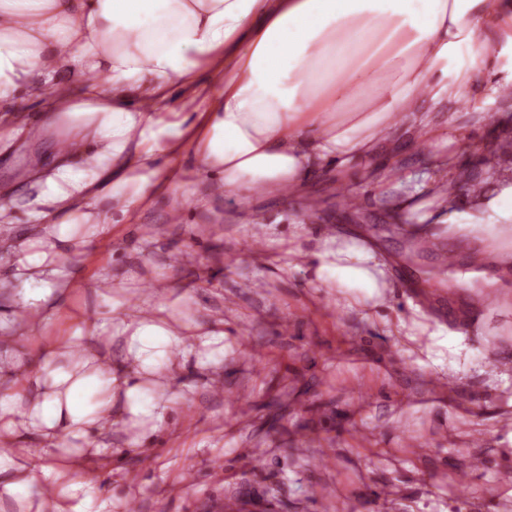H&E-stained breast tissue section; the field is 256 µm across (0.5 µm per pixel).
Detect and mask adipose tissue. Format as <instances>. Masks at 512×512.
Listing matches in <instances>:
<instances>
[{"label": "adipose tissue", "mask_w": 512, "mask_h": 512, "mask_svg": "<svg viewBox=\"0 0 512 512\" xmlns=\"http://www.w3.org/2000/svg\"><path fill=\"white\" fill-rule=\"evenodd\" d=\"M494 66L512 85V0H0V130L49 144L43 165L0 185L7 277L25 285L0 306V494L58 492L57 512H110L88 462L110 458L117 412L134 421L162 405L88 342L121 337L143 371L158 350H195L178 320L144 305L37 358L18 349L65 309L86 245L161 192L191 208L227 190L285 199L324 166L397 148L407 126L437 137L439 108L483 96ZM177 93L187 111H169ZM46 94L52 108L31 118ZM182 160L196 181L164 177ZM431 187L449 233L512 232V177L474 187L450 157ZM21 210L36 224L18 237ZM318 258V282L378 294L385 272L369 252ZM63 435L75 444L54 478L26 463Z\"/></svg>", "instance_id": "obj_1"}]
</instances>
